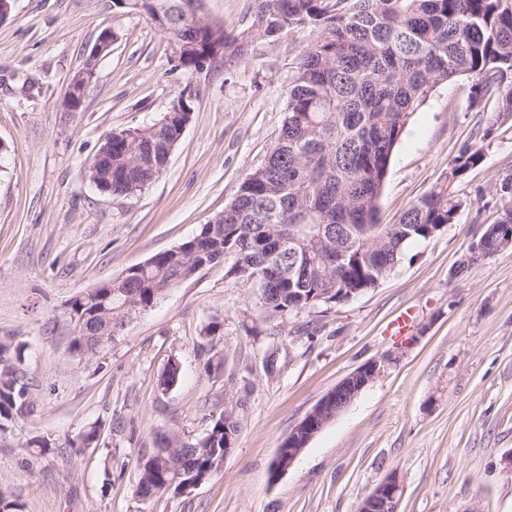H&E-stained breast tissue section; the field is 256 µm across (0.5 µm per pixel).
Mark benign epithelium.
Wrapping results in <instances>:
<instances>
[{
    "label": "benign epithelium",
    "mask_w": 512,
    "mask_h": 512,
    "mask_svg": "<svg viewBox=\"0 0 512 512\" xmlns=\"http://www.w3.org/2000/svg\"><path fill=\"white\" fill-rule=\"evenodd\" d=\"M391 358L384 357L379 361H372L336 385L325 397L310 411L293 430V434L305 433L303 441L294 439L287 445L278 448L275 456V469L284 474L293 465L296 459L307 447L308 443L332 420H334L356 398V394L363 390L383 372L385 363ZM401 496V485L397 475L391 474L380 482L374 490L367 495L359 512H398V503Z\"/></svg>",
    "instance_id": "1"
}]
</instances>
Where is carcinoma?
I'll return each instance as SVG.
<instances>
[{
    "instance_id": "cac0c4a2",
    "label": "carcinoma",
    "mask_w": 512,
    "mask_h": 512,
    "mask_svg": "<svg viewBox=\"0 0 512 512\" xmlns=\"http://www.w3.org/2000/svg\"><path fill=\"white\" fill-rule=\"evenodd\" d=\"M170 43L176 67L201 72L218 61L229 69L248 55L255 35L277 39L308 28L315 38L301 54L288 88L287 116L277 139L241 183L233 201L200 233L156 261L138 264L67 303L72 358L89 363L101 341L121 334L133 315L206 266L232 260L230 273L255 279L267 317L285 319L345 303L384 280L407 242L426 239L453 221L461 206L449 187L433 188L397 224L378 222V201L390 161L411 117L441 82L466 79L472 102L494 98L498 117L512 119V7L506 0H252L255 29L232 33L196 14L192 0H134ZM194 112L180 95L157 122L112 134V153L92 161L89 179L113 196H130L164 170ZM481 159L466 145L456 178ZM512 225V207L487 226L488 247ZM174 360L158 385L179 382ZM39 379L21 347L0 340V430L34 411ZM235 406L189 442L157 433L142 458L138 494L148 500L206 481L236 446Z\"/></svg>"
}]
</instances>
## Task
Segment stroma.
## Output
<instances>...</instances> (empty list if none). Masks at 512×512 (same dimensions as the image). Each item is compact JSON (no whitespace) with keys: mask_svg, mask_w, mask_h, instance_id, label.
I'll return each mask as SVG.
<instances>
[{"mask_svg":"<svg viewBox=\"0 0 512 512\" xmlns=\"http://www.w3.org/2000/svg\"><path fill=\"white\" fill-rule=\"evenodd\" d=\"M205 14L232 30L254 21L252 0H205ZM106 27L118 38L80 111H68V82ZM312 38L258 35L235 67L191 75L144 12L113 0H13L0 22V336L25 344L40 388L35 411L0 433V490L23 512H358L392 473L399 512H512V246L457 270L512 206L501 189L512 178V120L498 119L495 99L473 105L466 80L438 84L412 115L379 221L398 223L445 183L462 206L410 242L377 288L269 322L258 282L228 276L225 261L133 317L92 362L68 352L70 299L191 240L234 199L276 139ZM186 89L194 112L165 171L131 197L96 188L87 168L103 139L155 122ZM466 143L481 160L450 179ZM406 312L409 332L391 335ZM382 358L384 373L272 478L295 425ZM171 359L181 381L164 392L157 380ZM228 404L240 431L220 473L191 493L141 500L139 462L156 432L200 439ZM92 429L96 443L68 449Z\"/></svg>","mask_w":512,"mask_h":512,"instance_id":"1","label":"stroma"}]
</instances>
